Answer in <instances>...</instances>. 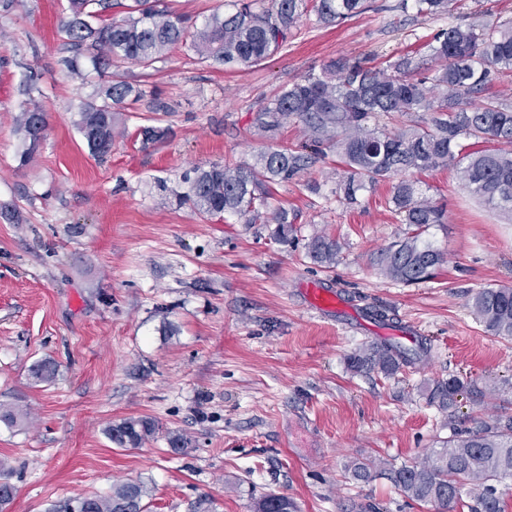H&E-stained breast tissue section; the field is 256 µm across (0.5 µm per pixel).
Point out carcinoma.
Returning a JSON list of instances; mask_svg holds the SVG:
<instances>
[{"instance_id": "cac0c4a2", "label": "carcinoma", "mask_w": 512, "mask_h": 512, "mask_svg": "<svg viewBox=\"0 0 512 512\" xmlns=\"http://www.w3.org/2000/svg\"><path fill=\"white\" fill-rule=\"evenodd\" d=\"M365 2L269 0L261 7L259 0H234L232 11L213 12L199 23L172 11L166 0H67L70 18L62 32L72 56L64 59L65 66L75 73L78 58L85 57L94 71L111 77L99 89V99L79 106L77 129L93 156L111 153L120 112L144 96L140 85L112 72L123 63L147 68L166 53L184 48L207 61L251 68L287 46L308 11L329 25L363 12ZM451 4L452 0H414L417 14L428 17L447 14ZM424 48L432 63L426 73L409 53L394 60L380 61L370 54L354 61H330L320 75L289 85L256 109L259 132L273 136L295 119L303 126L300 142L271 147L252 164L197 166L194 176L183 177L179 190L163 180L155 187L202 217L230 213L246 224H273V236L286 242L295 220L288 219V210L281 205L272 204L276 186L334 156L342 168L336 182L339 199L355 205L363 191L393 179L389 204L403 223L417 228L373 257L380 273L404 284L432 278L446 257L421 234L434 224L448 223V215L443 205L423 197L407 174L451 165L474 196L512 213V108L492 96L482 97L494 75L512 73V26L483 21L451 26L437 31ZM16 124L19 163L25 166L39 147L37 134L48 129L46 112L33 100ZM169 133L167 127L143 125L138 138L147 147L165 141ZM464 134L475 139L476 149L463 152L459 138ZM306 249L312 261L328 269L340 253L338 241L325 232L312 236ZM472 308L491 335L512 338V288H484L472 298ZM426 353L422 343L415 349L380 344L351 353L346 363L354 373L377 369L392 376ZM30 373L39 383H51L57 364L41 360ZM468 392L483 399L490 388L453 376L434 382L427 399L446 412ZM26 418V410L0 404V423L14 427ZM105 434L119 448H139L154 437L156 425L149 417L127 418L108 426ZM377 468L373 460L356 462L352 478L368 483ZM6 469L1 459L0 512L15 495L4 477ZM504 475H512V415L507 414L465 437L444 441L433 450L432 459L403 465L393 470L392 479L415 502L448 509L468 486L476 501L471 512H502L492 481ZM147 496L144 483L121 482L104 494L80 496L78 501L82 512H144ZM293 508L288 497L269 494L259 500L256 512Z\"/></svg>"}]
</instances>
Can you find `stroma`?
I'll return each mask as SVG.
<instances>
[{
    "label": "stroma",
    "instance_id": "1",
    "mask_svg": "<svg viewBox=\"0 0 512 512\" xmlns=\"http://www.w3.org/2000/svg\"><path fill=\"white\" fill-rule=\"evenodd\" d=\"M368 3L337 25L303 16L287 49L254 68L181 49L148 69L124 65L145 95L124 109L125 133L103 161L75 126L100 79L62 64L67 0H16L0 12V404L31 415L0 423L16 488L5 512H47L119 481L147 484V512H254L271 492L297 512H441L406 498L390 470L512 414V340L486 332L471 308L480 289L512 288V219L472 195L455 168L413 175L448 211L425 234L447 262L413 285L372 263L412 231L387 204L391 181L354 206L336 197L338 173L322 164L278 186L298 216L284 243L273 225L206 220L154 190L159 179L178 186L193 167L249 163L300 139L295 122L275 138L256 135L253 107L332 59L397 56L485 14L512 21V0H456L435 19L403 0ZM32 98L49 127L22 168L15 117ZM153 118L172 135L145 149L135 134ZM322 231L341 245L330 269L306 254ZM312 285L339 291L349 312L314 310ZM384 342H422L428 353L390 377L348 370L347 355ZM45 358L58 374L34 382L30 368ZM452 376L492 385L495 399L463 395L440 412L427 389ZM142 416L156 423L153 439L135 449L109 441V425ZM174 435L184 450L170 447ZM374 458L386 474L353 480L352 462Z\"/></svg>",
    "mask_w": 512,
    "mask_h": 512
}]
</instances>
